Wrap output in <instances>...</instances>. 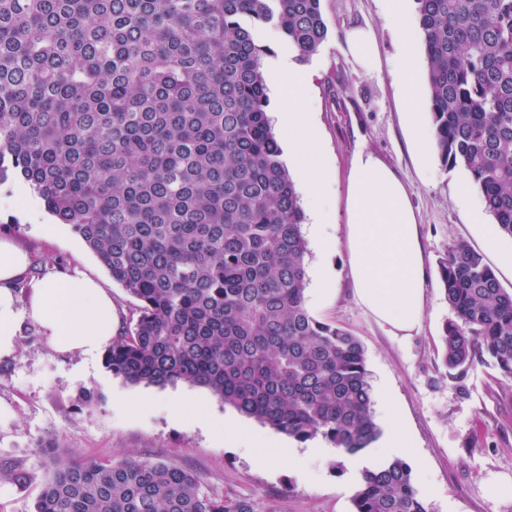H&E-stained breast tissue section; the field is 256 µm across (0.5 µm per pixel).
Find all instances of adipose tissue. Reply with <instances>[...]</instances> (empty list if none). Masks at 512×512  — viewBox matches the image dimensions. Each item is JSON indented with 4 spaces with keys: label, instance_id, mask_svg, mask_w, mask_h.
I'll use <instances>...</instances> for the list:
<instances>
[{
    "label": "adipose tissue",
    "instance_id": "adipose-tissue-1",
    "mask_svg": "<svg viewBox=\"0 0 512 512\" xmlns=\"http://www.w3.org/2000/svg\"><path fill=\"white\" fill-rule=\"evenodd\" d=\"M415 72L413 55L403 51L400 85L417 115L426 105L417 97ZM280 89L288 107L277 119L310 202L306 230L317 251L326 254L333 248L327 232L333 217L325 197L332 172L319 149L307 78L298 67L289 66ZM416 115L409 118L408 131L424 155L432 133ZM345 211L348 265L357 303L389 335L413 336L425 311L426 270L417 216L404 180L373 152L358 149L348 170ZM29 263L24 247L0 237V359L15 355L17 330L26 321L37 327L53 351L97 357L118 331L110 293L97 279L77 270L28 279ZM23 284L29 296L22 306L18 288Z\"/></svg>",
    "mask_w": 512,
    "mask_h": 512
}]
</instances>
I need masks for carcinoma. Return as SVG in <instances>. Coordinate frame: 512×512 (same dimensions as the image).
<instances>
[{"label":"carcinoma","instance_id":"1","mask_svg":"<svg viewBox=\"0 0 512 512\" xmlns=\"http://www.w3.org/2000/svg\"><path fill=\"white\" fill-rule=\"evenodd\" d=\"M442 164L512 238V0H415ZM301 60L321 0H0V182L28 185L137 304L105 351L131 385L204 387L288 437L356 455L380 434L362 344L305 307L307 243L268 115L264 42ZM451 368L512 378V291L457 241L441 262ZM35 512H251L193 472L45 447ZM354 512H427L402 459L363 470Z\"/></svg>","mask_w":512,"mask_h":512}]
</instances>
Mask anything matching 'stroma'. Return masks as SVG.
<instances>
[{"label":"stroma","instance_id":"obj_1","mask_svg":"<svg viewBox=\"0 0 512 512\" xmlns=\"http://www.w3.org/2000/svg\"><path fill=\"white\" fill-rule=\"evenodd\" d=\"M328 35L300 67L310 83V99L320 128V148L336 172L332 206L345 212V180L354 152L366 148L401 172L418 211L425 247L427 308L421 327L408 339L385 335L356 302L349 276L343 228L327 256L308 250L306 268L329 265L336 294L322 303L307 302L309 313L350 330L364 346L373 395L388 392L396 401L410 446L402 458L413 469L418 497L428 512H512V498L486 492L488 478L512 477V379L503 377L487 355H476L462 369L445 364L440 336L454 312L440 289L439 266L453 241H466L489 265L512 252L478 195L461 199L470 186L462 168L444 167L432 158L422 169L406 132L410 103L396 63L401 48L386 13V0H321ZM370 26L377 38L380 66L364 74L351 59L346 34ZM25 197L37 218L14 210ZM0 236H11L32 253L34 274L76 268L99 279L112 295L120 331L130 327L134 300L113 282L96 255L70 226L41 210L23 183H0ZM94 400L85 403L84 392ZM172 397L189 399L182 416L168 410ZM0 464L21 466L27 478L17 484L0 479V512H34L48 476L43 448L48 443L83 457L119 460L136 457L167 461L190 470L206 493L227 502H248L253 512H353L352 497L369 453L355 465L335 469V451L308 460V480L296 461L274 458L264 469L225 441L223 430L199 426L220 418L230 407L208 389L180 383L165 388L133 386L112 375L103 358L55 353L30 323H23L18 350L0 360Z\"/></svg>","mask_w":512,"mask_h":512}]
</instances>
